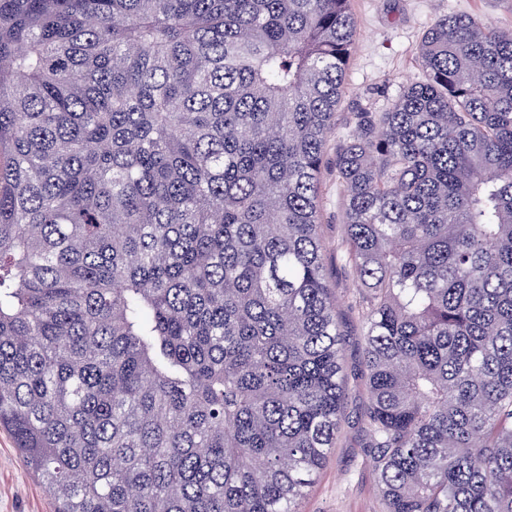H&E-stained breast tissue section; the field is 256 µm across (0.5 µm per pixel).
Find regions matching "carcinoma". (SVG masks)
Listing matches in <instances>:
<instances>
[{
  "label": "carcinoma",
  "mask_w": 512,
  "mask_h": 512,
  "mask_svg": "<svg viewBox=\"0 0 512 512\" xmlns=\"http://www.w3.org/2000/svg\"><path fill=\"white\" fill-rule=\"evenodd\" d=\"M357 38L350 0H0V427L55 512H299ZM416 54L336 149L368 453L382 512H512V29Z\"/></svg>",
  "instance_id": "obj_1"
}]
</instances>
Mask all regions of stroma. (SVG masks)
<instances>
[{
    "mask_svg": "<svg viewBox=\"0 0 512 512\" xmlns=\"http://www.w3.org/2000/svg\"><path fill=\"white\" fill-rule=\"evenodd\" d=\"M359 38L346 72V93L329 138L321 185L326 279L336 300L347 374L346 420L300 512H381L374 464L361 422L369 403L364 353L366 330L353 306L354 275L341 257L343 209L336 189V143L352 130L349 115L362 108L385 111L404 87L418 81L421 36L442 16L464 13L481 23L512 29V0H353ZM54 499L0 430V512H53Z\"/></svg>",
    "mask_w": 512,
    "mask_h": 512,
    "instance_id": "1",
    "label": "stroma"
}]
</instances>
